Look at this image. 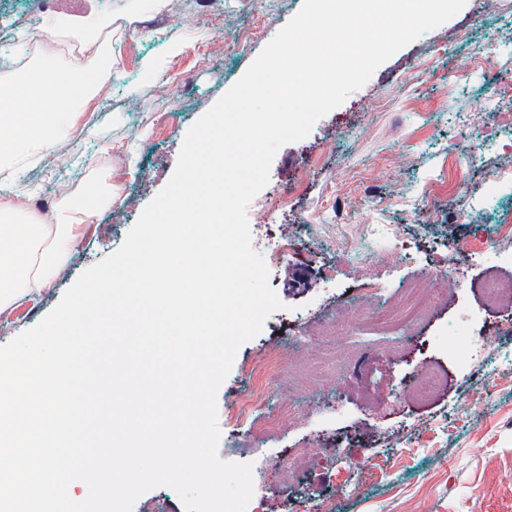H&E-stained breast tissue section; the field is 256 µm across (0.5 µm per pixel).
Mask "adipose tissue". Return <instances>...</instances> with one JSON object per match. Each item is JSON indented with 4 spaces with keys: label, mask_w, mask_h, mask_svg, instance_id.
<instances>
[{
    "label": "adipose tissue",
    "mask_w": 512,
    "mask_h": 512,
    "mask_svg": "<svg viewBox=\"0 0 512 512\" xmlns=\"http://www.w3.org/2000/svg\"><path fill=\"white\" fill-rule=\"evenodd\" d=\"M106 19L79 30L88 60L65 63L45 50L17 68L0 67V179L40 162L62 143L80 112L94 101L112 74V41ZM116 189L97 176L79 192L63 191L51 217L19 200L0 201V313L54 287L64 273L82 222L111 206Z\"/></svg>",
    "instance_id": "adipose-tissue-1"
}]
</instances>
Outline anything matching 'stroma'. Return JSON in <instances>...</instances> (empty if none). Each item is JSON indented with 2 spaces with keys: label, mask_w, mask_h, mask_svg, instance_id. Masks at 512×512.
Wrapping results in <instances>:
<instances>
[{
  "label": "stroma",
  "mask_w": 512,
  "mask_h": 512,
  "mask_svg": "<svg viewBox=\"0 0 512 512\" xmlns=\"http://www.w3.org/2000/svg\"><path fill=\"white\" fill-rule=\"evenodd\" d=\"M41 0H0V42L31 36L35 51L51 48L41 24ZM128 0H71L66 13L80 27L100 7L112 10V85L105 106L83 112L68 139L80 157L60 162L51 151L22 174L24 188L46 208L57 203L58 186L83 189L95 175L109 176L120 201L90 218L67 272L54 288L12 310L0 323V347L26 332L59 303L78 276L117 250L143 208L168 183L189 127L247 70L253 59L302 7L303 0H192L186 7L122 24ZM260 33L244 44L214 40L216 29ZM181 43L172 51V43ZM497 49L491 61L471 59L474 43ZM512 63V0H466L441 26L422 34L381 64L368 82L321 118L303 140L280 147L259 192L266 199L286 191L311 158L318 164L307 189L287 217L249 205L250 224L293 236L296 247L269 267V282L283 307L262 331L238 350L217 397L225 413L251 381L248 362L267 346L296 358L267 384L270 407L295 403L296 414L276 431L261 417L235 427L219 422L221 459L251 463L265 456V494L260 512H512V335L501 325L512 311L484 305L480 281L489 275L512 280V241L495 240L498 225L512 222V182L497 187V200L476 203V218L459 222L448 198L467 186H484L491 175L512 167V155L493 151L498 136L493 115L502 108L493 74ZM156 85L138 84L154 66ZM464 79L447 90L449 66ZM101 129L93 136L89 127ZM482 145L481 162L465 167L454 147ZM134 147L131 168L119 158ZM395 227L404 251L386 266L377 252L388 245L373 225ZM491 238L493 248L467 256L464 281L436 282L441 303L433 317L402 336H380L378 355H365L357 337L359 311L347 302L366 275L388 291L432 275L455 262L451 237ZM360 249L352 264L343 247ZM337 278L326 283L324 270ZM343 325L336 344L362 352L354 364L328 360L318 330L335 315ZM484 339L482 361L498 363L497 376L459 366L448 348L462 324ZM444 378L423 400L401 394L422 365ZM386 403H376V396ZM319 450L303 471L284 465L286 454ZM357 481V492L338 495L340 484Z\"/></svg>",
  "instance_id": "obj_1"
}]
</instances>
